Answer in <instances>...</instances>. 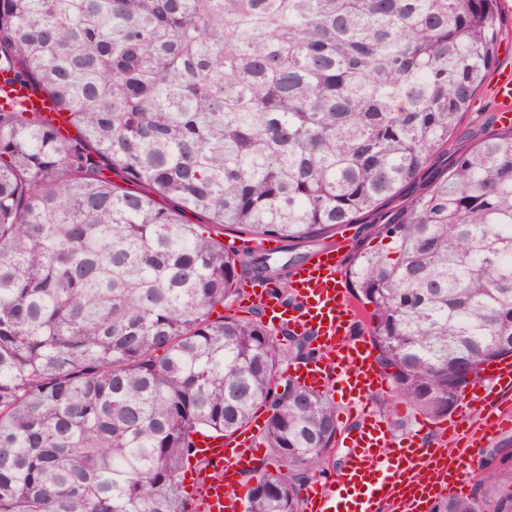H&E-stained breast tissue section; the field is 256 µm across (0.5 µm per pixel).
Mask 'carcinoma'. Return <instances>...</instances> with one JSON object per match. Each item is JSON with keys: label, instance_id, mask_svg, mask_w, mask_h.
I'll use <instances>...</instances> for the list:
<instances>
[{"label": "carcinoma", "instance_id": "carcinoma-1", "mask_svg": "<svg viewBox=\"0 0 512 512\" xmlns=\"http://www.w3.org/2000/svg\"><path fill=\"white\" fill-rule=\"evenodd\" d=\"M499 4L0 0V73L78 132L0 105V512H186L196 437L261 406L251 512H300L336 408L284 363L321 351L212 314L242 279L287 293L300 249L353 225L344 276L395 397L441 418L512 358V126L441 161ZM500 447L431 512H512ZM13 93L16 96L22 97L30 109H34L40 112H46V115L51 116V120L55 123V128L61 132L66 133L69 126V115L66 112H61L57 106L50 100L41 94H34L27 88L15 85Z\"/></svg>", "mask_w": 512, "mask_h": 512}]
</instances>
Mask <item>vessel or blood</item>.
Here are the masks:
<instances>
[{"mask_svg": "<svg viewBox=\"0 0 512 512\" xmlns=\"http://www.w3.org/2000/svg\"><path fill=\"white\" fill-rule=\"evenodd\" d=\"M14 93L31 109L50 115L59 132H66L69 115L52 100L21 86ZM343 259L340 248L330 243L294 267L289 276L292 305H283L266 289L253 299L269 323L314 336L323 351L318 361L291 365L290 375L317 391L337 387L350 408L359 412L358 425L342 434L347 455L335 487L319 481L308 486L303 493L306 512H379L384 505L391 512H429L435 499L453 489L463 475V460L447 453L448 442L461 437L465 448L474 449L512 422V411L487 401L493 392L512 390V360L484 366L483 384L463 396L455 419L439 426L435 447L394 439L385 420L366 409L369 397L388 391L389 381L367 337L350 335L353 325L366 323L367 315L346 293ZM472 411L479 412V424L468 434H459V417ZM260 458L253 435L197 437L196 458L184 481L187 512H239L244 497L241 478Z\"/></svg>", "mask_w": 512, "mask_h": 512, "instance_id": "vessel-or-blood-1", "label": "vessel or blood"}]
</instances>
